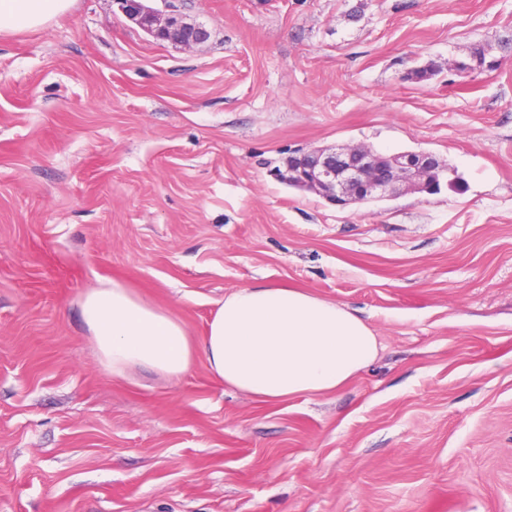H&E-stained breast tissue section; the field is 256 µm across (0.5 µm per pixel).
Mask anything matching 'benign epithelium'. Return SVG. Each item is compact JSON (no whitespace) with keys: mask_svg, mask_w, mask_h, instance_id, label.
<instances>
[{"mask_svg":"<svg viewBox=\"0 0 512 512\" xmlns=\"http://www.w3.org/2000/svg\"><path fill=\"white\" fill-rule=\"evenodd\" d=\"M113 2L129 21L156 40L190 49L208 38L207 30L173 10L154 8L152 0ZM450 174L454 171L431 151L388 154L366 145H336L289 156L280 178L332 205L346 207L389 200L404 192L435 195L448 186Z\"/></svg>","mask_w":512,"mask_h":512,"instance_id":"1","label":"benign epithelium"}]
</instances>
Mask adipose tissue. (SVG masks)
Wrapping results in <instances>:
<instances>
[{
	"label": "adipose tissue",
	"mask_w": 512,
	"mask_h": 512,
	"mask_svg": "<svg viewBox=\"0 0 512 512\" xmlns=\"http://www.w3.org/2000/svg\"><path fill=\"white\" fill-rule=\"evenodd\" d=\"M73 0H0V35L37 30ZM82 318L102 366L122 378L140 368L171 380L204 359L214 378L270 404L334 394L379 353L372 327L336 302L285 285H251L225 295L201 339L176 314L117 279L82 295Z\"/></svg>",
	"instance_id": "adipose-tissue-1"
}]
</instances>
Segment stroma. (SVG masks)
<instances>
[{
	"instance_id": "obj_1",
	"label": "stroma",
	"mask_w": 512,
	"mask_h": 512,
	"mask_svg": "<svg viewBox=\"0 0 512 512\" xmlns=\"http://www.w3.org/2000/svg\"><path fill=\"white\" fill-rule=\"evenodd\" d=\"M171 6L208 39L113 0L0 35V512H512V0ZM475 43L495 68L454 69ZM336 144L461 188L340 208L278 178ZM100 278L197 339L234 289L302 288L381 349L280 404L201 360L116 379L80 315ZM156 0H113L118 10L133 24L153 39L190 49L208 38L207 30L189 23L175 13L154 8Z\"/></svg>"
}]
</instances>
